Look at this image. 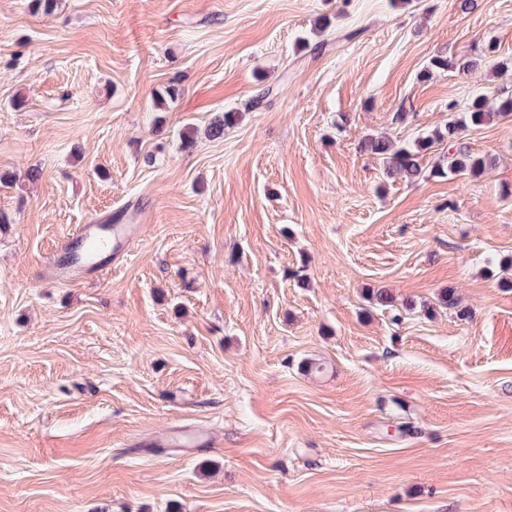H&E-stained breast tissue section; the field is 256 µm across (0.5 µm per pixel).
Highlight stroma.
Wrapping results in <instances>:
<instances>
[{"mask_svg": "<svg viewBox=\"0 0 512 512\" xmlns=\"http://www.w3.org/2000/svg\"><path fill=\"white\" fill-rule=\"evenodd\" d=\"M491 39L512 0H0V512H512V118L477 178L361 148L512 91L418 77ZM80 224L137 232L48 277Z\"/></svg>", "mask_w": 512, "mask_h": 512, "instance_id": "35a3bbf8", "label": "stroma"}]
</instances>
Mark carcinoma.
<instances>
[{"label": "carcinoma", "mask_w": 512, "mask_h": 512, "mask_svg": "<svg viewBox=\"0 0 512 512\" xmlns=\"http://www.w3.org/2000/svg\"><path fill=\"white\" fill-rule=\"evenodd\" d=\"M496 46L490 42L476 57H465L455 61L441 54L431 56L420 72V79L426 80L436 72L448 69L469 71L481 63H489L496 71L512 70V60L495 58ZM512 116V92L499 91L494 98L486 94H475L464 104L462 116L454 118L441 129L422 137L411 146H399L388 137L372 135L362 142V149L377 156L385 174L400 176L408 182L425 178L422 154L436 144L448 146L446 163L435 165L430 176L446 178L453 175L477 177L495 165V158L489 154L472 152L460 142V135L468 127L480 128Z\"/></svg>", "instance_id": "cac0c4a2"}]
</instances>
